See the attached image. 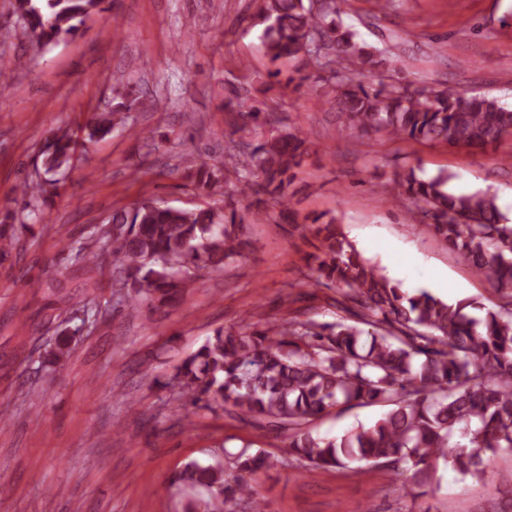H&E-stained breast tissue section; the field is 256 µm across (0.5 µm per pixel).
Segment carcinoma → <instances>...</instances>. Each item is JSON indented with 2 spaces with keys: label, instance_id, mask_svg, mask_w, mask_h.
<instances>
[{
  "label": "carcinoma",
  "instance_id": "obj_1",
  "mask_svg": "<svg viewBox=\"0 0 512 512\" xmlns=\"http://www.w3.org/2000/svg\"><path fill=\"white\" fill-rule=\"evenodd\" d=\"M103 0H15L16 11L40 48L73 35ZM343 0H257L263 26L261 50L273 63L299 66L286 84H308L330 99L334 133L385 131L394 138L446 142L485 149L512 138V109L497 97L464 92L445 83L415 87L389 72L377 49L355 40L345 27ZM142 104L133 89L116 90L111 108L98 112L79 132L57 130L41 151L44 178L18 186L22 198L12 224L0 225V259L15 250L30 228L24 219L46 202L55 175L73 166L86 142L127 127V112ZM233 132L252 137L232 146L237 199L217 210L209 205L177 208L156 198L112 210L89 235L68 246L71 259L89 264L110 287L127 288L128 306L171 305L202 272H219L243 258L244 224L269 217L268 205L301 223L319 242L312 281L335 291L336 320L268 321L251 333L218 329L183 360L173 376L177 409L188 419L199 409H222L242 421L282 432L288 455L311 471L347 470L361 475L384 464L408 474L403 489L428 494L439 467L484 481L496 457L512 452V223L488 190L462 193L438 175L423 178L413 166L394 173L391 191L409 201L408 214L432 228L498 293L480 319L474 302H445L426 291L405 293L378 273L346 240L334 215L300 216L293 209L297 170L309 155L300 129H278L276 112L247 106L238 88L224 97ZM195 185L212 191L225 181L222 169L191 161ZM112 243L106 266L92 241ZM64 328L48 362H65L72 350ZM381 405L371 425L336 437L312 433L309 424L337 408ZM227 465L190 461L179 480L196 492L187 512H233L251 500L265 502L253 474L268 462L263 448L225 452Z\"/></svg>",
  "mask_w": 512,
  "mask_h": 512
}]
</instances>
